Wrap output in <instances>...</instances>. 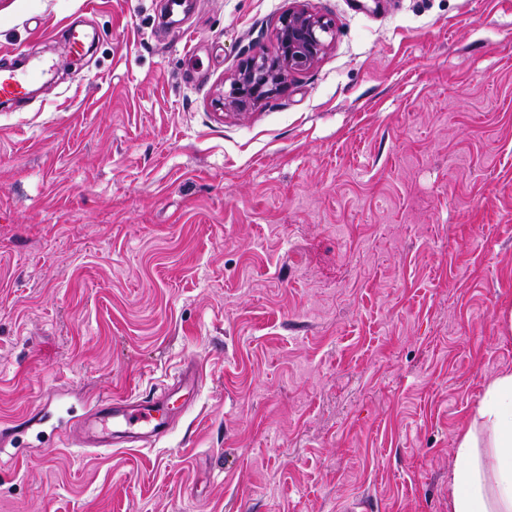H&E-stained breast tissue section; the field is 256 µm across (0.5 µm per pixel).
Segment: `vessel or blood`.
Instances as JSON below:
<instances>
[{
    "instance_id": "vessel-or-blood-1",
    "label": "vessel or blood",
    "mask_w": 512,
    "mask_h": 512,
    "mask_svg": "<svg viewBox=\"0 0 512 512\" xmlns=\"http://www.w3.org/2000/svg\"><path fill=\"white\" fill-rule=\"evenodd\" d=\"M41 66L19 73L0 68V100L22 99L29 83L43 77ZM201 381L198 367L185 365L170 392L160 396L122 395L98 402L76 430L84 448L108 450L125 444H150L165 436L186 405L183 396L195 395Z\"/></svg>"
}]
</instances>
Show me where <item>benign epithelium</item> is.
I'll list each match as a JSON object with an SVG mask.
<instances>
[{
    "label": "benign epithelium",
    "instance_id": "obj_1",
    "mask_svg": "<svg viewBox=\"0 0 512 512\" xmlns=\"http://www.w3.org/2000/svg\"><path fill=\"white\" fill-rule=\"evenodd\" d=\"M333 20L296 4L280 18L271 50L243 60L222 93V106L246 112L288 89L291 78L314 65L333 38Z\"/></svg>",
    "mask_w": 512,
    "mask_h": 512
}]
</instances>
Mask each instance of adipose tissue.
Instances as JSON below:
<instances>
[{
    "instance_id": "1",
    "label": "adipose tissue",
    "mask_w": 512,
    "mask_h": 512,
    "mask_svg": "<svg viewBox=\"0 0 512 512\" xmlns=\"http://www.w3.org/2000/svg\"><path fill=\"white\" fill-rule=\"evenodd\" d=\"M454 454L448 512H512V371L486 384Z\"/></svg>"
}]
</instances>
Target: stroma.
<instances>
[{
  "label": "stroma",
  "mask_w": 512,
  "mask_h": 512,
  "mask_svg": "<svg viewBox=\"0 0 512 512\" xmlns=\"http://www.w3.org/2000/svg\"><path fill=\"white\" fill-rule=\"evenodd\" d=\"M289 0H0V512H448L512 371V0H304L335 37L218 100ZM89 37L68 58L72 28ZM197 365L152 446L59 422ZM45 75L40 66L32 67L26 73H18L9 68H0V99L1 102H10L22 99L27 92L28 84Z\"/></svg>",
  "instance_id": "obj_1"
}]
</instances>
